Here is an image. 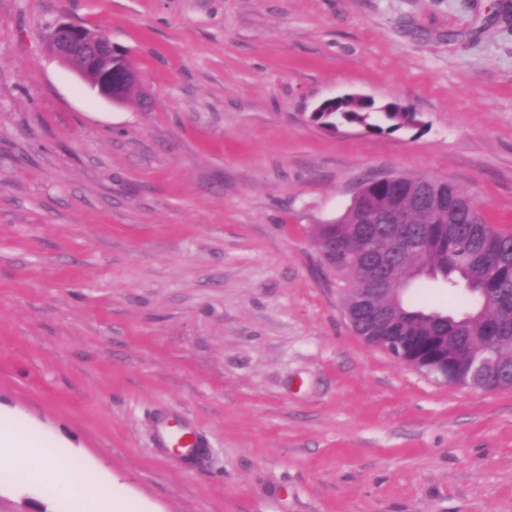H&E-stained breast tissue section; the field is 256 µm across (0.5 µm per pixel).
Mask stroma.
<instances>
[{"mask_svg":"<svg viewBox=\"0 0 512 512\" xmlns=\"http://www.w3.org/2000/svg\"><path fill=\"white\" fill-rule=\"evenodd\" d=\"M512 0H0V410L123 484L135 512H512V387L367 346L314 225L362 182L430 177L512 233ZM102 31L115 105L46 49ZM421 129L319 127L325 99ZM410 303H464L424 280ZM185 415L189 466L155 442ZM0 512H77L0 484ZM45 40L49 52L64 65L70 66L76 56L89 59L97 70L96 78L91 80L79 70L76 74L112 104H123L127 94L136 90L138 78L126 53L96 30L57 20L48 26ZM120 58L127 68L118 65Z\"/></svg>","mask_w":512,"mask_h":512,"instance_id":"35a3bbf8","label":"stroma"}]
</instances>
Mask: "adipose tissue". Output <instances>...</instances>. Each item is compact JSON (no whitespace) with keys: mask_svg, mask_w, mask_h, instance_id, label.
<instances>
[{"mask_svg":"<svg viewBox=\"0 0 512 512\" xmlns=\"http://www.w3.org/2000/svg\"><path fill=\"white\" fill-rule=\"evenodd\" d=\"M31 481L83 512H132L120 488L71 467L52 443L22 421L0 417V483Z\"/></svg>","mask_w":512,"mask_h":512,"instance_id":"obj_1","label":"adipose tissue"}]
</instances>
